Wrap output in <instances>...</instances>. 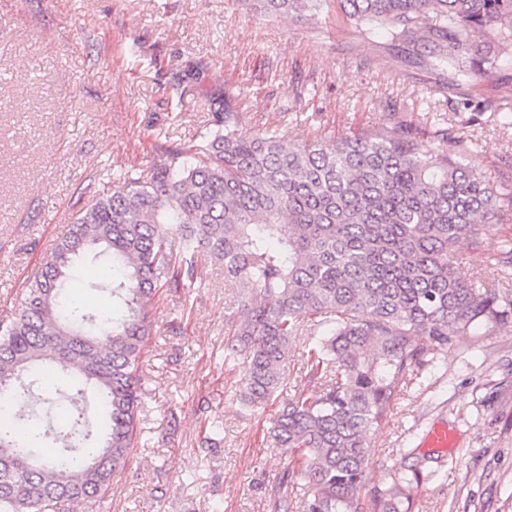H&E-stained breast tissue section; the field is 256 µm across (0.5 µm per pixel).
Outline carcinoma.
Here are the masks:
<instances>
[{
	"label": "carcinoma",
	"instance_id": "1",
	"mask_svg": "<svg viewBox=\"0 0 512 512\" xmlns=\"http://www.w3.org/2000/svg\"><path fill=\"white\" fill-rule=\"evenodd\" d=\"M336 2L365 34H384L403 61L430 60L442 92L512 62V0ZM243 4L301 18L321 14L329 0ZM209 102L213 131L93 200L0 331V394L29 398L41 386L38 369L73 368L105 420L95 432L76 409L52 457L41 452L46 434L36 414L18 430L0 426V512H46L109 488L141 433L150 301L161 288L191 286L205 260L224 265L225 282L253 291L224 337V365L240 376L245 408L283 392L290 341L321 316L303 363L319 391L285 397L271 431L295 463L272 489L274 512L300 485L306 512H363L368 435L417 369L457 337L512 320L511 291L462 279L453 265L457 242L512 207L462 153L426 148L415 126L291 143L277 128L243 131L229 93ZM163 224L171 225L166 233ZM94 250L111 260L106 288L124 309L119 318L63 302L74 261ZM377 502L380 512H409L397 484Z\"/></svg>",
	"mask_w": 512,
	"mask_h": 512
}]
</instances>
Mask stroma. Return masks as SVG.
Masks as SVG:
<instances>
[{"label": "stroma", "instance_id": "obj_1", "mask_svg": "<svg viewBox=\"0 0 512 512\" xmlns=\"http://www.w3.org/2000/svg\"><path fill=\"white\" fill-rule=\"evenodd\" d=\"M176 73L179 96L167 90ZM437 79L332 9L299 21L241 0H0V323L91 199L202 142L204 89L234 93L244 131L276 127L293 142L411 124L512 189V125L500 115L512 108V65L446 97ZM439 126L451 140L435 137ZM108 266L77 261L69 299L111 306L97 287ZM249 292L210 261L191 287L158 291L138 445L107 491L60 512H271L268 491L290 461L268 440L280 403L244 410L224 367V335ZM441 425L456 436L448 453L425 445ZM367 453V498L417 465L412 512H512V322L457 338L427 365Z\"/></svg>", "mask_w": 512, "mask_h": 512}]
</instances>
